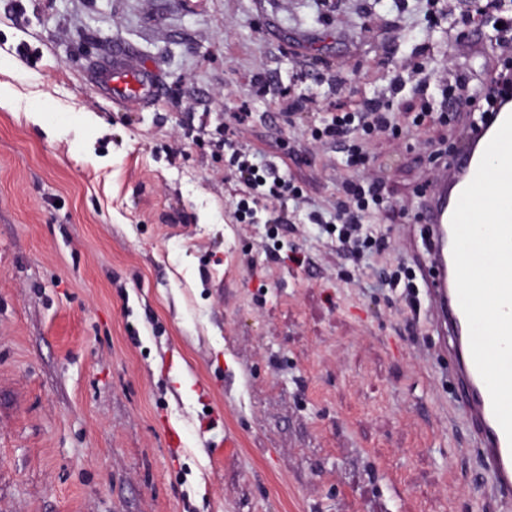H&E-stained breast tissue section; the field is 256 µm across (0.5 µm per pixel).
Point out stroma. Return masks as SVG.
Wrapping results in <instances>:
<instances>
[{
    "label": "stroma",
    "instance_id": "obj_1",
    "mask_svg": "<svg viewBox=\"0 0 512 512\" xmlns=\"http://www.w3.org/2000/svg\"><path fill=\"white\" fill-rule=\"evenodd\" d=\"M424 0H0V512H504L448 357L381 270H418L433 155L468 111L365 146L386 242L356 268L319 225L233 217L241 186L191 126L272 161L330 213L351 177L311 129L419 50L435 74L501 69ZM159 86L118 103L115 48ZM317 104L281 114L295 72ZM249 101L252 116L234 114ZM40 109V124L27 115ZM308 257L307 265L293 255ZM238 451L225 455V432Z\"/></svg>",
    "mask_w": 512,
    "mask_h": 512
}]
</instances>
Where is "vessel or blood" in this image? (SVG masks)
Masks as SVG:
<instances>
[{
	"instance_id": "vessel-or-blood-1",
	"label": "vessel or blood",
	"mask_w": 512,
	"mask_h": 512,
	"mask_svg": "<svg viewBox=\"0 0 512 512\" xmlns=\"http://www.w3.org/2000/svg\"><path fill=\"white\" fill-rule=\"evenodd\" d=\"M102 85L117 99H151L156 95L148 77L142 74L132 77L117 67L105 70ZM511 114L510 108L495 107L483 130L471 137L467 148L435 176L433 191L425 206L428 260L422 268L431 319L448 353L474 444L484 459L493 491L506 500L512 499V444L508 443L493 413L488 389L471 355L468 323L456 290L451 218L461 192L477 171L488 142Z\"/></svg>"
}]
</instances>
